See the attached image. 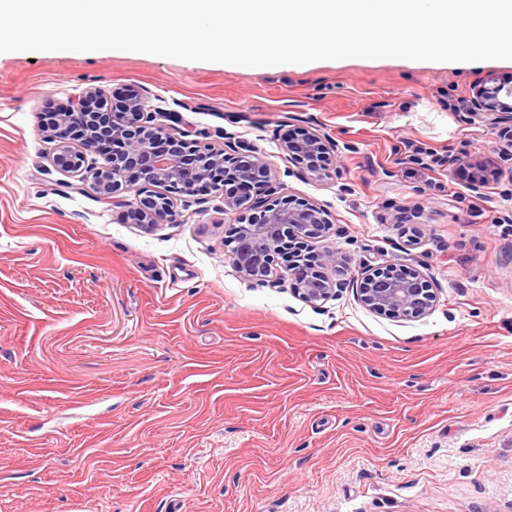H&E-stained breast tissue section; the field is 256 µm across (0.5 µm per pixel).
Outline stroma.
Wrapping results in <instances>:
<instances>
[{"mask_svg": "<svg viewBox=\"0 0 512 512\" xmlns=\"http://www.w3.org/2000/svg\"><path fill=\"white\" fill-rule=\"evenodd\" d=\"M511 79L512 60L0 53V512H512V147L469 115ZM87 87L254 144L278 195L329 212L309 251H336V296L306 304L282 266L244 280L221 198L146 232L133 192L53 167L51 117ZM301 130L335 163L300 173L280 144ZM390 263L426 274L430 315L360 303L352 281Z\"/></svg>", "mask_w": 512, "mask_h": 512, "instance_id": "obj_1", "label": "stroma"}]
</instances>
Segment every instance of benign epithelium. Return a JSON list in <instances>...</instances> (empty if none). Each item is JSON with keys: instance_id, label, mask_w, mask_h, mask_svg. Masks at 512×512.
Returning a JSON list of instances; mask_svg holds the SVG:
<instances>
[{"instance_id": "1", "label": "benign epithelium", "mask_w": 512, "mask_h": 512, "mask_svg": "<svg viewBox=\"0 0 512 512\" xmlns=\"http://www.w3.org/2000/svg\"><path fill=\"white\" fill-rule=\"evenodd\" d=\"M471 115L512 134V84L475 88ZM159 116L170 123L157 122ZM177 121V114L149 104L135 89L126 90L124 105L116 112L105 90L88 87L56 113L59 147L50 162L90 182L104 201H114L123 186L134 191V200L117 204L127 207L128 219L145 231L175 221L179 203L187 207L213 194L222 196L224 212H241L224 246L247 280L266 281L274 265L288 264L291 252H305L307 241L329 230L323 207L274 196L271 168L255 147L228 135L221 148L187 139L174 126ZM102 139L112 141V153L99 166H85L86 153L100 151ZM281 149L304 171H316L314 157L331 159L330 147L315 133L287 140ZM336 261V252L326 251L320 264L299 273L297 292L305 302L315 305L334 295L338 284L325 270ZM352 287L370 310L402 320L427 316L437 301L426 276L408 266H368Z\"/></svg>"}]
</instances>
